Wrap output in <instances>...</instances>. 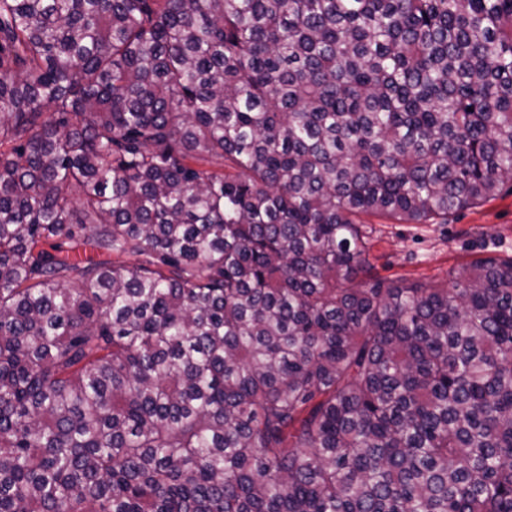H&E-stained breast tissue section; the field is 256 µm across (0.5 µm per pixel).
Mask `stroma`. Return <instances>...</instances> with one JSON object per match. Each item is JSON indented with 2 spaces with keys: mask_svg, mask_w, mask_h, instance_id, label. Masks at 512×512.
<instances>
[{
  "mask_svg": "<svg viewBox=\"0 0 512 512\" xmlns=\"http://www.w3.org/2000/svg\"><path fill=\"white\" fill-rule=\"evenodd\" d=\"M363 222L371 229L366 258L374 277L443 286L449 271L487 256H512V185L444 224H401L378 216Z\"/></svg>",
  "mask_w": 512,
  "mask_h": 512,
  "instance_id": "obj_1",
  "label": "stroma"
}]
</instances>
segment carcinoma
Returning <instances> with one entry per match:
<instances>
[{
    "label": "carcinoma",
    "mask_w": 512,
    "mask_h": 512,
    "mask_svg": "<svg viewBox=\"0 0 512 512\" xmlns=\"http://www.w3.org/2000/svg\"><path fill=\"white\" fill-rule=\"evenodd\" d=\"M508 182L512 0H0V512H512V257L360 222ZM362 222L371 228L366 258L374 277L449 286V271L487 256H512V186L450 215L448 224H398L378 216Z\"/></svg>",
    "instance_id": "obj_1"
}]
</instances>
